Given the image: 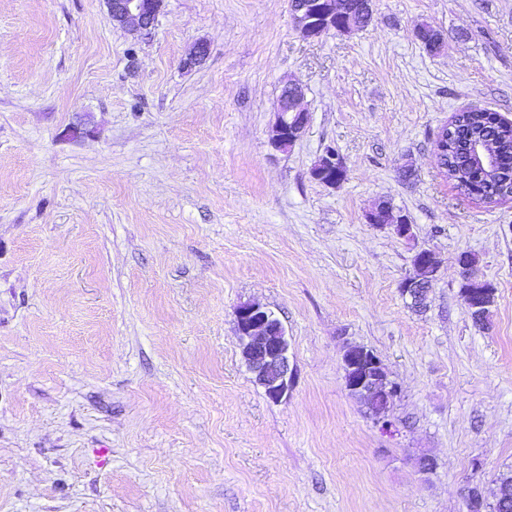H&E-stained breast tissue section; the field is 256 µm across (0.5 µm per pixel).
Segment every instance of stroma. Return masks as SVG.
<instances>
[{
  "instance_id": "obj_1",
  "label": "stroma",
  "mask_w": 512,
  "mask_h": 512,
  "mask_svg": "<svg viewBox=\"0 0 512 512\" xmlns=\"http://www.w3.org/2000/svg\"><path fill=\"white\" fill-rule=\"evenodd\" d=\"M372 5L366 29L306 39L288 0H162L141 36L104 0H0V512H466L467 486L493 496L512 470V199L461 195L434 144L470 106L512 120V0ZM287 80L309 125L280 151ZM330 147L334 187L311 176ZM382 200L414 240L369 224ZM421 247L440 272L417 312L400 286ZM464 252L496 289L483 330ZM252 301L291 344L280 402L241 356ZM349 343L399 387L384 419L344 388Z\"/></svg>"
}]
</instances>
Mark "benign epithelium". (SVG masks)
<instances>
[{"label": "benign epithelium", "instance_id": "obj_1", "mask_svg": "<svg viewBox=\"0 0 512 512\" xmlns=\"http://www.w3.org/2000/svg\"><path fill=\"white\" fill-rule=\"evenodd\" d=\"M108 20L134 33L150 32L156 22L161 0H105ZM296 30L305 38H317L327 31L339 28L346 34L355 30L356 23L349 21L341 26L343 5L338 0H288ZM304 89L293 82L284 84L276 113L273 144L284 149L296 142L306 130L309 116L301 106ZM312 177L320 183L336 186V169L344 162L336 152L329 150L316 163ZM418 275L403 283L402 293L413 302H426L434 287L439 269L435 254L420 249L413 256ZM467 311L478 316L489 306L486 294L472 288L464 294ZM235 321L241 342V352L247 369L273 402L288 398L293 386L294 370L291 367L289 343L285 329L274 313L258 303H243L235 312ZM343 384L351 395H358L367 402L366 412L377 419L383 418L399 397L398 385L389 378L381 360L373 350L351 345L342 356Z\"/></svg>", "mask_w": 512, "mask_h": 512}]
</instances>
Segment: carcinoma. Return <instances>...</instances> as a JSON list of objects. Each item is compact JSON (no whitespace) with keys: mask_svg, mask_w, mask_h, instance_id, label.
<instances>
[{"mask_svg":"<svg viewBox=\"0 0 512 512\" xmlns=\"http://www.w3.org/2000/svg\"><path fill=\"white\" fill-rule=\"evenodd\" d=\"M485 140L496 152L498 172L492 177L470 155L471 143ZM448 179L482 203L509 197L506 183L512 180V129L503 127L496 114L481 109L454 115L448 124Z\"/></svg>","mask_w":512,"mask_h":512,"instance_id":"1","label":"carcinoma"}]
</instances>
